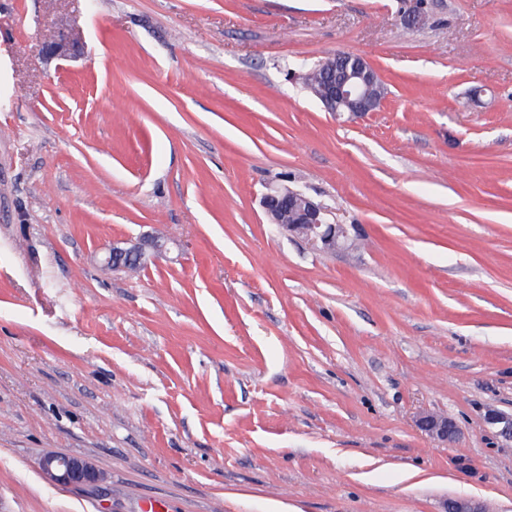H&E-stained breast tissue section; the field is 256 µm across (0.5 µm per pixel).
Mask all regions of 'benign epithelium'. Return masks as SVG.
Returning a JSON list of instances; mask_svg holds the SVG:
<instances>
[{"mask_svg":"<svg viewBox=\"0 0 512 512\" xmlns=\"http://www.w3.org/2000/svg\"><path fill=\"white\" fill-rule=\"evenodd\" d=\"M417 0H407L402 22L409 26H420L428 15L416 9ZM76 45L67 37H61L48 47L53 58H68L75 55ZM352 68L341 80H323L314 90L317 100L328 112H339V105L346 106V112L357 118L379 108L378 102L366 97L365 89L380 76L363 57L352 56ZM269 223L294 236L301 237L324 250H334L348 240L345 224H332L328 220V208L314 201L304 192L288 187L273 188L261 200ZM164 244L157 237H143L136 242L112 243L104 260V267L112 270L139 269L146 265L147 257L163 250ZM420 431L441 441L456 436L454 422L446 416L423 413L416 420ZM39 469L55 484L96 485L102 477L94 464L81 457L48 453L39 460ZM444 512H486L479 503L466 499H450Z\"/></svg>","mask_w":512,"mask_h":512,"instance_id":"1","label":"benign epithelium"}]
</instances>
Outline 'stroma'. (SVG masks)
Returning <instances> with one entry per match:
<instances>
[{"mask_svg":"<svg viewBox=\"0 0 512 512\" xmlns=\"http://www.w3.org/2000/svg\"><path fill=\"white\" fill-rule=\"evenodd\" d=\"M399 7L0 0V512H512V0ZM338 52L379 109L289 79ZM282 185L359 247L269 224ZM164 244L158 237H143L136 242H112L104 260V267L112 270L139 269L147 263L149 254L163 250ZM421 432L441 441H448L457 434L454 422L446 416L423 413L416 420ZM39 469L55 484L97 485L102 477L88 459L47 453L39 460Z\"/></svg>","mask_w":512,"mask_h":512,"instance_id":"35a3bbf8","label":"stroma"}]
</instances>
